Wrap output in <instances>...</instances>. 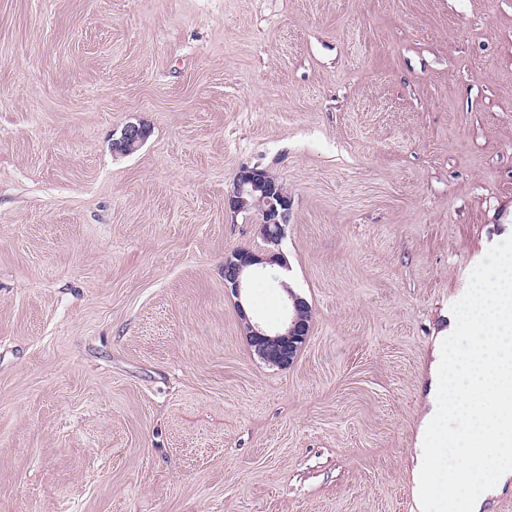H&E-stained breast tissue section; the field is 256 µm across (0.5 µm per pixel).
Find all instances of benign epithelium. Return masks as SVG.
<instances>
[{"instance_id":"benign-epithelium-1","label":"benign epithelium","mask_w":512,"mask_h":512,"mask_svg":"<svg viewBox=\"0 0 512 512\" xmlns=\"http://www.w3.org/2000/svg\"><path fill=\"white\" fill-rule=\"evenodd\" d=\"M147 136L148 131L143 124L129 122L114 139L112 147L116 151L131 153L144 143ZM227 205L234 215L246 220L258 216L267 243L279 245L292 203L288 194L265 172L254 168L241 169L235 176ZM282 261L284 257L279 252L270 251L261 257L246 249L234 251L224 258V286L238 298L255 266ZM285 291L290 305L286 306L285 319L273 332L247 320L242 304H237L249 345L265 363L278 368L295 362L311 331V315L306 301L288 286Z\"/></svg>"}]
</instances>
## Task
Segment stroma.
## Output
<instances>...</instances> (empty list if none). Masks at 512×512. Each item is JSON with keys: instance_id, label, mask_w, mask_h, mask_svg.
Returning <instances> with one entry per match:
<instances>
[{"instance_id": "1", "label": "stroma", "mask_w": 512, "mask_h": 512, "mask_svg": "<svg viewBox=\"0 0 512 512\" xmlns=\"http://www.w3.org/2000/svg\"><path fill=\"white\" fill-rule=\"evenodd\" d=\"M244 167L292 209L237 298ZM510 235L512 0H0V512H417L437 338ZM290 290L272 367L238 307ZM148 131L141 123H127L120 131V135L114 139L112 147L115 151L133 152L146 140ZM282 261H284L283 266H286V261L280 252L269 251L261 257L246 249L234 251L224 258V286L238 298L255 266ZM287 301L291 305L287 303L285 319L273 332L252 324L243 306L238 307L249 345L265 363L278 368L288 367L295 362L311 331V315L306 301L291 290L287 291Z\"/></svg>"}]
</instances>
